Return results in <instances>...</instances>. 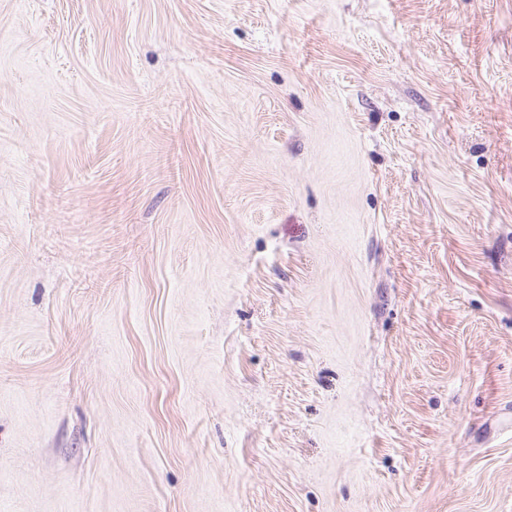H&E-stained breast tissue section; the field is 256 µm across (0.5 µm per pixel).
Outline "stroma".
I'll return each instance as SVG.
<instances>
[{
	"instance_id": "obj_1",
	"label": "stroma",
	"mask_w": 512,
	"mask_h": 512,
	"mask_svg": "<svg viewBox=\"0 0 512 512\" xmlns=\"http://www.w3.org/2000/svg\"><path fill=\"white\" fill-rule=\"evenodd\" d=\"M0 512H512V0H0Z\"/></svg>"
}]
</instances>
